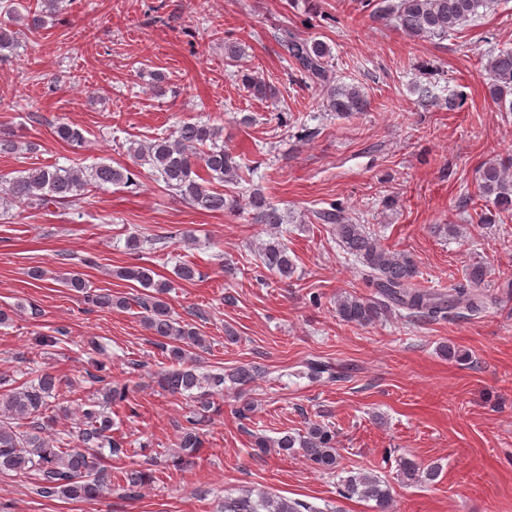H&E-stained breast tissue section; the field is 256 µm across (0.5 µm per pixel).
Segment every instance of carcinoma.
<instances>
[{
    "mask_svg": "<svg viewBox=\"0 0 512 512\" xmlns=\"http://www.w3.org/2000/svg\"><path fill=\"white\" fill-rule=\"evenodd\" d=\"M63 0H37L36 7L22 15L13 0H0V11L11 21H23L13 28L0 22V61L10 58L21 45L26 33L45 27L46 19L56 17ZM495 0H398L388 4L381 13L391 16L399 29L411 38H443L456 31L479 11L490 10ZM282 43L295 59L304 75L313 83L327 81L330 50L320 41L301 39L284 32ZM488 70L491 75L490 96L498 104L512 95V50L490 55ZM242 81L254 96L266 98L271 88L257 77L245 73ZM369 100L356 86H332L327 89L323 107L341 116H353L367 111ZM223 129L199 122H182L167 135L130 147L135 159H145L151 167V178L164 188L188 201L194 208L222 213L245 207L255 224L271 230V239L265 244L261 263L279 279H288L294 273V263L288 247L277 236L275 229L284 223L280 210L272 205L261 190H254L245 203L227 195L214 186L215 182H231L238 176L239 164L224 145L218 144ZM52 134L62 144L73 149L84 145L86 137L79 127L65 121L52 126ZM512 157L484 162L478 171L479 192L499 213H512V178L507 170ZM140 172L124 165L98 163L89 169L64 167L56 164L28 168L0 184V202L7 207H29L48 203L74 202L88 187L104 189L108 186H139ZM316 218L334 226L336 236L347 254L360 264L357 273L375 288L370 298L356 293H344L336 298V314L342 321L366 327L393 310L402 309L413 317L429 321L451 318L459 311L470 315L481 313L487 304L480 286L487 276L482 262L469 266L466 283L446 293L420 288L415 283L418 270L412 257L385 249L361 224H344L336 208L319 212ZM125 281L136 282L146 292L134 297L142 309L146 329L159 338L158 346L171 363L161 378L164 391L172 396L190 399L192 405L180 426L177 447L180 454L172 465L188 467L203 447L201 426L210 412V397L224 392L225 383L246 386L262 374L261 368L244 364L224 372L204 373L192 364L193 350L203 347L204 339L197 328L174 317L168 302L172 282L158 277L153 269L129 264L114 271ZM66 287L81 292L100 308H122L130 305L128 298L110 293H93L83 274L72 271L63 278ZM306 375L319 380L336 379L335 369L320 361L306 363ZM106 365H97L99 374L93 376L105 383L102 398L89 399L81 404L82 422L77 430L65 437L52 438L45 434L52 416L50 398L60 383L47 370H31L28 377L15 384L0 378V471H13L34 477V490L44 498L91 501L112 485V474L104 464L112 458L127 456L125 442L112 437V407L128 401L126 388L106 381L102 371ZM276 448L284 453L299 452L322 470L336 468V432L326 425L309 424L302 435L285 434L277 438L253 435L254 454L267 453ZM401 473L410 483H432L439 475V466L421 468L412 461L403 463ZM153 479L146 468L129 467L123 471L122 488L129 497L139 495ZM340 495L354 496L372 503L373 512H393V496L389 486L370 472H350L340 484ZM220 512H320L309 503L280 497L273 499L263 493L252 497H226Z\"/></svg>",
    "mask_w": 512,
    "mask_h": 512,
    "instance_id": "carcinoma-1",
    "label": "carcinoma"
}]
</instances>
